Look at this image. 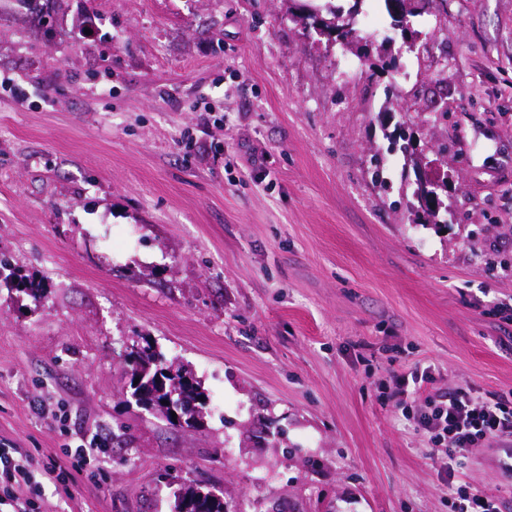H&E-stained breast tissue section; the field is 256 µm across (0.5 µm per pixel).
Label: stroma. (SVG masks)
Instances as JSON below:
<instances>
[{"label":"stroma","instance_id":"obj_1","mask_svg":"<svg viewBox=\"0 0 512 512\" xmlns=\"http://www.w3.org/2000/svg\"><path fill=\"white\" fill-rule=\"evenodd\" d=\"M363 8L387 33L344 46L295 0L0 5V253L47 288L0 287V445L109 440V481L42 479L37 512H173L189 481L246 512H451L452 480L512 512L511 445L452 463L416 426L512 392V0H427L410 52ZM399 127L448 176L437 220ZM142 339L225 409L137 406Z\"/></svg>","mask_w":512,"mask_h":512}]
</instances>
